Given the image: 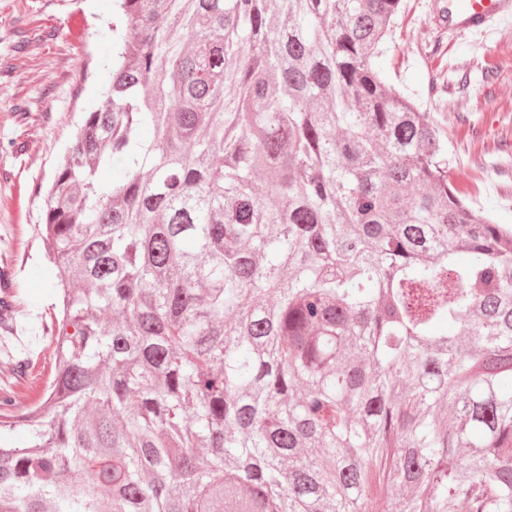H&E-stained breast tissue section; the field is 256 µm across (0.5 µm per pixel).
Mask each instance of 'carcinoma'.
I'll return each mask as SVG.
<instances>
[{
	"instance_id": "cac0c4a2",
	"label": "carcinoma",
	"mask_w": 512,
	"mask_h": 512,
	"mask_svg": "<svg viewBox=\"0 0 512 512\" xmlns=\"http://www.w3.org/2000/svg\"><path fill=\"white\" fill-rule=\"evenodd\" d=\"M402 6L113 0L0 512H512V225L387 81ZM33 367L27 377L15 385V380L6 370L0 373V388L14 387L19 391L22 402L29 404L41 400L47 381L54 368L53 348L48 344L33 341Z\"/></svg>"
}]
</instances>
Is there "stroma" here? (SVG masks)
<instances>
[{
    "label": "stroma",
    "mask_w": 512,
    "mask_h": 512,
    "mask_svg": "<svg viewBox=\"0 0 512 512\" xmlns=\"http://www.w3.org/2000/svg\"><path fill=\"white\" fill-rule=\"evenodd\" d=\"M444 0H403L381 58L392 84L414 94L448 141L450 181L477 206L512 224V20L451 30ZM110 0H0V267L20 290L0 325V362L26 329L48 321L53 271L39 234L43 196L85 112L110 78ZM17 387L23 403L41 400L53 349L33 346Z\"/></svg>",
    "instance_id": "1"
}]
</instances>
